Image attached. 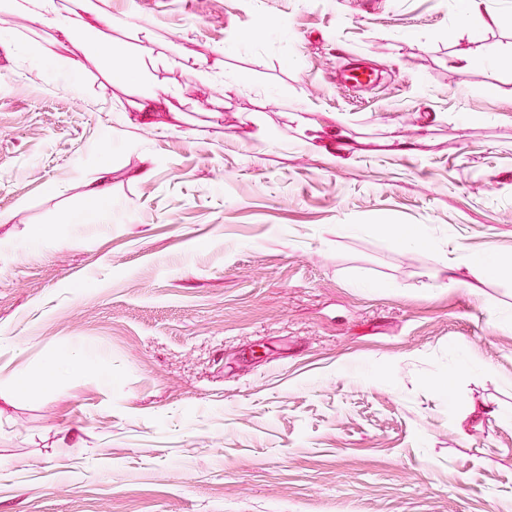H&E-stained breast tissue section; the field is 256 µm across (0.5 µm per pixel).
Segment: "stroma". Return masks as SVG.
<instances>
[{
	"mask_svg": "<svg viewBox=\"0 0 512 512\" xmlns=\"http://www.w3.org/2000/svg\"><path fill=\"white\" fill-rule=\"evenodd\" d=\"M97 4L0 13V512H512V0ZM92 0H7L3 9L25 10L37 17L42 27L64 40H90L95 30L97 8Z\"/></svg>",
	"mask_w": 512,
	"mask_h": 512,
	"instance_id": "obj_1",
	"label": "stroma"
}]
</instances>
